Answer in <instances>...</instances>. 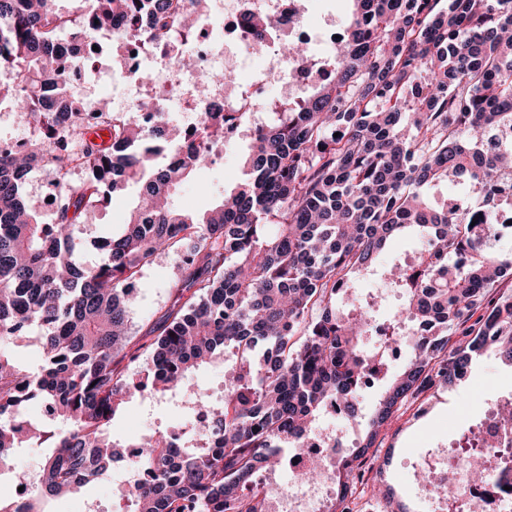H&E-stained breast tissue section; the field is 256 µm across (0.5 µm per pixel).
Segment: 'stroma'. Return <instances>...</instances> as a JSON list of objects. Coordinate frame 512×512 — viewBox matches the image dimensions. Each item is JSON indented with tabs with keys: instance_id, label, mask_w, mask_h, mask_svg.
<instances>
[{
	"instance_id": "1",
	"label": "stroma",
	"mask_w": 512,
	"mask_h": 512,
	"mask_svg": "<svg viewBox=\"0 0 512 512\" xmlns=\"http://www.w3.org/2000/svg\"><path fill=\"white\" fill-rule=\"evenodd\" d=\"M139 83L112 67V54L103 51L97 68L83 89L92 96L131 99ZM244 141H236L222 147L221 159L200 170L185 182L175 195V205L197 212L208 209L213 202L222 199L225 192L233 188L243 177L241 155L245 151ZM139 194L135 185L127 186L117 194L107 208L97 213L92 224L79 234L76 245L85 251L84 259L92 263L98 260L97 252L86 250L91 238L110 235L124 223ZM174 268L167 259H159L147 271L140 284V299L132 313L133 329L144 335L171 305L168 283ZM512 390V366L487 353L476 358L466 379L452 387L429 391L417 400L407 402L395 416L383 425L365 461L361 477L355 478L353 512H375L374 502L386 497L395 505L408 508L409 512H431L429 505L417 503L407 489V461L416 459L421 453L436 444L456 441L460 427L472 426L481 417L485 398L496 392ZM143 420L153 426L162 420L180 423L179 409L168 404H158L154 411H146L144 403L128 402L116 417L113 432L116 438L125 440L135 420Z\"/></svg>"
}]
</instances>
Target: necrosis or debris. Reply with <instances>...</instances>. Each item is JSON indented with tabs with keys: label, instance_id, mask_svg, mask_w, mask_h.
I'll return each instance as SVG.
<instances>
[{
	"label": "necrosis or debris",
	"instance_id": "obj_1",
	"mask_svg": "<svg viewBox=\"0 0 512 512\" xmlns=\"http://www.w3.org/2000/svg\"><path fill=\"white\" fill-rule=\"evenodd\" d=\"M258 10L271 17L278 31L307 44L322 41L333 45L345 36L344 26L335 22L320 31L310 28L300 0H203L192 31L191 52L198 61L197 68L173 65V42L145 46L124 37L120 30H113L116 45L113 68L136 74L141 80L136 98L115 105V112L131 113L133 124H143L145 114L141 104L148 100L155 111L167 115L175 110L192 113L221 110L247 112L253 121L259 122L264 118L269 76H278L280 90L285 94L318 80H329L326 69L294 64L272 47L262 58L260 73L252 77L248 86H240L238 73L253 61L245 46L250 37L245 20L249 13ZM231 43L237 47L233 55L225 50ZM55 53L68 82L82 83L86 77L85 64L95 56L92 41H62ZM210 70L223 71L226 81L211 86L203 96L198 92L199 80ZM511 196V188L478 178L469 182L465 192L448 193L443 201L449 213L477 223L484 210V199L494 198L500 204L497 235L512 239V208L503 204ZM347 415L343 405L329 402L321 426L290 450L287 473L264 475L263 484L270 492V512H327L331 501L341 498L342 491L334 475L347 462L355 440L345 423ZM313 459L320 462L327 477L307 483L301 475ZM471 460L470 451L451 454L444 448L415 459L412 470L427 475L426 481L416 485L418 499L430 503L432 512H512V476L503 477L500 457L484 458L488 476L482 481L471 479Z\"/></svg>",
	"mask_w": 512,
	"mask_h": 512
}]
</instances>
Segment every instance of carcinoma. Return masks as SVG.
I'll return each mask as SVG.
<instances>
[{
    "label": "carcinoma",
    "mask_w": 512,
    "mask_h": 512,
    "mask_svg": "<svg viewBox=\"0 0 512 512\" xmlns=\"http://www.w3.org/2000/svg\"><path fill=\"white\" fill-rule=\"evenodd\" d=\"M60 2L0 0L9 75L0 109L37 130L26 150L0 148V337L41 332L35 371L0 352V462L33 444L50 449L38 479L8 472L35 490L30 502L0 496V512H47L106 477L123 448L136 449L132 464L151 479L115 512H266L258 472L283 466L329 401L359 403L362 337L413 313L427 335L410 339L370 430L336 473L342 486L403 403L453 385L490 349L512 366V292L499 288L512 250L491 242L496 211H485L477 236L428 195L469 172L512 171V149H481L489 131L512 126V0H350L333 63L283 44L288 58L332 67L331 79L267 105L244 179L203 214L173 207L171 196L243 115L203 112L187 137L80 112L54 55L63 38L93 39L118 21L145 41L172 38L189 17L173 0H80L78 15ZM93 129L109 142H92ZM38 156L61 185L51 224L25 198ZM76 168L86 176L71 179ZM130 184L140 186L138 204L86 263L74 246L84 221ZM399 236L423 249L417 267L381 264ZM161 255L173 262L174 300L154 336L135 342L137 287ZM373 275L401 293L399 307L367 302L360 289ZM141 350L149 362L133 372ZM217 362L227 379L213 406L192 375ZM182 394L209 414L197 449L174 452L165 426L136 442L114 438L129 401ZM35 409L62 426H36Z\"/></svg>",
    "instance_id": "1"
}]
</instances>
